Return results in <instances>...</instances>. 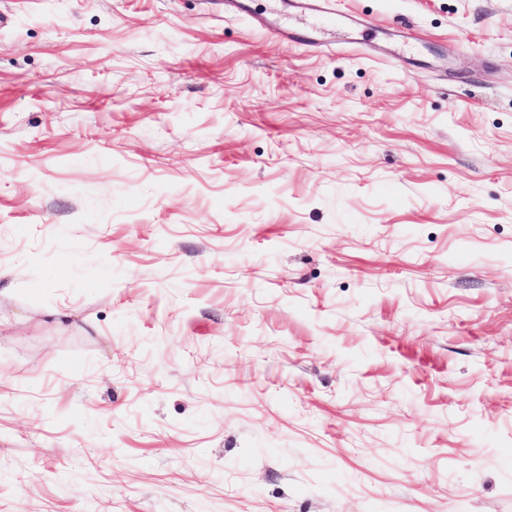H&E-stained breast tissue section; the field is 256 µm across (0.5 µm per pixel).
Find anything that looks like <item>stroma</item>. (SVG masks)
Instances as JSON below:
<instances>
[{
  "label": "stroma",
  "mask_w": 512,
  "mask_h": 512,
  "mask_svg": "<svg viewBox=\"0 0 512 512\" xmlns=\"http://www.w3.org/2000/svg\"><path fill=\"white\" fill-rule=\"evenodd\" d=\"M0 0V512H512V0ZM328 3L330 2L326 0H295L292 4H289V7L307 11L309 14L328 15L332 18L329 19L324 26L315 30L317 36L312 34V36L305 38L308 41L307 44L314 47H321L324 45L325 37L330 35L333 27L336 25L335 10L327 7Z\"/></svg>",
  "instance_id": "35a3bbf8"
}]
</instances>
